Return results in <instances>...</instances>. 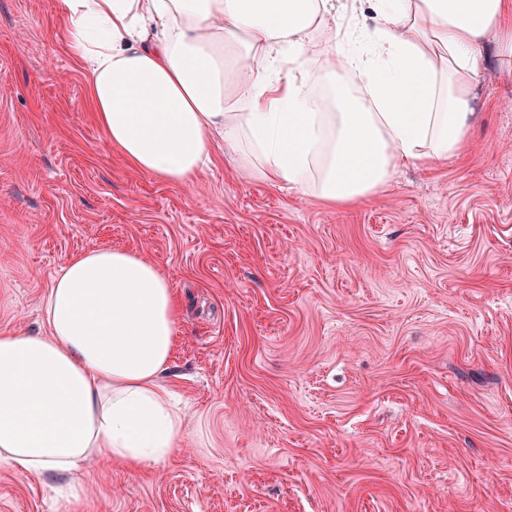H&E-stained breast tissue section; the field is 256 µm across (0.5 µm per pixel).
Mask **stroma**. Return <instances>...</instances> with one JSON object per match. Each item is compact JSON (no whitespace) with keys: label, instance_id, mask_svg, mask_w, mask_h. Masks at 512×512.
I'll return each mask as SVG.
<instances>
[{"label":"stroma","instance_id":"stroma-1","mask_svg":"<svg viewBox=\"0 0 512 512\" xmlns=\"http://www.w3.org/2000/svg\"><path fill=\"white\" fill-rule=\"evenodd\" d=\"M58 0H0V332L96 246L181 307L166 462L91 463L70 512H512V81L489 62L467 151L350 208L235 172L132 170L65 50ZM0 512H58L0 462Z\"/></svg>","mask_w":512,"mask_h":512}]
</instances>
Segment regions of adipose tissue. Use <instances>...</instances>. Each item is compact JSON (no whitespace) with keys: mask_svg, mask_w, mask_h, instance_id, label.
<instances>
[{"mask_svg":"<svg viewBox=\"0 0 512 512\" xmlns=\"http://www.w3.org/2000/svg\"><path fill=\"white\" fill-rule=\"evenodd\" d=\"M67 49L107 144L142 174L194 179L223 146L234 167L332 206L469 140L491 47L512 78V0H372L373 27L336 0H59ZM44 329L0 333V462L80 500L92 459L167 461L183 414L163 383L180 305L156 262L101 246L66 259Z\"/></svg>","mask_w":512,"mask_h":512,"instance_id":"adipose-tissue-1","label":"adipose tissue"}]
</instances>
